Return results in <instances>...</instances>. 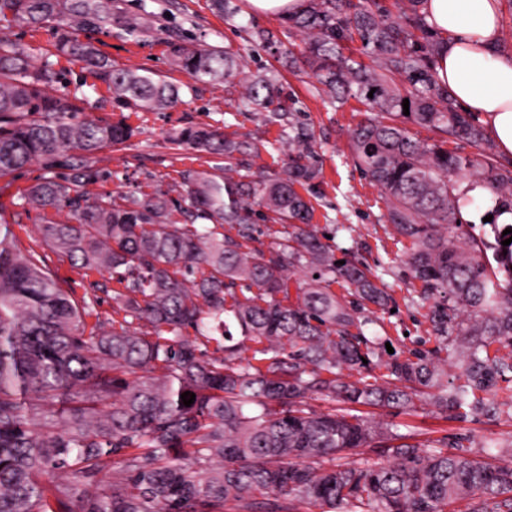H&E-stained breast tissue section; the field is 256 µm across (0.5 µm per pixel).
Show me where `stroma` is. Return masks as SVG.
<instances>
[{"label": "stroma", "instance_id": "stroma-1", "mask_svg": "<svg viewBox=\"0 0 512 512\" xmlns=\"http://www.w3.org/2000/svg\"><path fill=\"white\" fill-rule=\"evenodd\" d=\"M231 5L232 12L219 15L212 11L210 0H112V10L122 18V25L95 31L92 37L114 67L145 69L182 84L181 104L163 112H121L105 84L81 64L56 55L52 28L21 31L17 37L37 58L53 57L68 90L86 92V115L96 119L123 117L136 128L132 147L106 154L103 167L108 178L96 184L99 192L165 185L181 181L187 171L211 169L215 158L182 150L168 139L171 131L191 124H217L228 136H247L261 143L278 142L289 122L300 120L312 126L318 141L316 163L321 171L313 225L318 233L332 236L337 258L351 251L371 268L382 271L384 286L396 300L394 311L384 313L383 319L397 349L433 348L435 342L426 319L428 309L411 300L418 283L401 260L397 236L384 217L385 204L378 189L362 178L349 153L350 134L365 118L359 103L352 100L342 106L331 105L319 95L316 81L305 66L289 68V52L298 51L302 44L300 32L282 24L279 16L254 12L248 0H231ZM126 23L144 27V34L129 38L122 30ZM257 28L273 31L276 43H255L252 32ZM174 41L187 46L207 43L231 48L243 59L248 74L278 70L284 94L295 100L293 112L274 119L266 112L241 110L242 88L236 81L187 88V76L173 63L170 44ZM43 175V169L33 165L0 177V213L13 223L23 248L66 281L76 300L97 298L99 317L107 319L112 299L109 292L98 287L101 275L72 266L48 248L40 215L19 206L21 194ZM373 414L397 425L400 432L415 433L420 441L448 433L479 440L512 431V424L503 421H451L426 404L412 412L377 408Z\"/></svg>", "mask_w": 512, "mask_h": 512}]
</instances>
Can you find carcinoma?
<instances>
[{
  "instance_id": "1",
  "label": "carcinoma",
  "mask_w": 512,
  "mask_h": 512,
  "mask_svg": "<svg viewBox=\"0 0 512 512\" xmlns=\"http://www.w3.org/2000/svg\"><path fill=\"white\" fill-rule=\"evenodd\" d=\"M425 2L402 0L395 18L380 0H304L282 15L303 35L318 93L370 112L350 154L384 198L436 341L406 356L387 352L390 337L366 335L375 319L365 306L392 302L381 275L354 255L336 263L310 224L301 190L319 177L314 129L291 126L281 173L228 175L219 164L188 172V211L175 204V184L90 193L104 178L102 154L130 145L135 129L87 117L52 61L0 36V176L34 164L50 173L21 196L42 213L46 245L113 283L112 318L87 328L92 307L0 222V512H224L231 503L242 512H512L511 434L416 442L357 410L425 403L449 420L512 422V354L491 349L512 346V243L502 245L500 224L490 240L458 221L466 179L512 212V161L436 80L443 43ZM52 21L63 22L57 55L90 69L118 106L161 112L182 102L181 86L115 68L81 38L112 24V0H0L6 28ZM172 53L195 83L232 80L244 67L212 45ZM405 99L407 119L433 138L409 135ZM275 102L272 114L287 111L276 74L248 76L243 106ZM171 141L226 161L261 154L213 124L183 127ZM58 169L69 177L58 180ZM257 206L275 225L265 250L252 246ZM485 249L497 259L491 272ZM233 325L260 345L245 363ZM212 341L224 356L205 357ZM186 391L195 394L189 407ZM316 399L348 408L318 411Z\"/></svg>"
}]
</instances>
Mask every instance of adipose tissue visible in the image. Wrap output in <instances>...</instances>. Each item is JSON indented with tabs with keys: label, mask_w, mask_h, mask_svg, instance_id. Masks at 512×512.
Returning a JSON list of instances; mask_svg holds the SVG:
<instances>
[{
	"label": "adipose tissue",
	"mask_w": 512,
	"mask_h": 512,
	"mask_svg": "<svg viewBox=\"0 0 512 512\" xmlns=\"http://www.w3.org/2000/svg\"><path fill=\"white\" fill-rule=\"evenodd\" d=\"M501 0H427L428 21L448 43L436 75L483 123L501 157L512 158V53L499 47Z\"/></svg>",
	"instance_id": "ef3b65f1"
}]
</instances>
